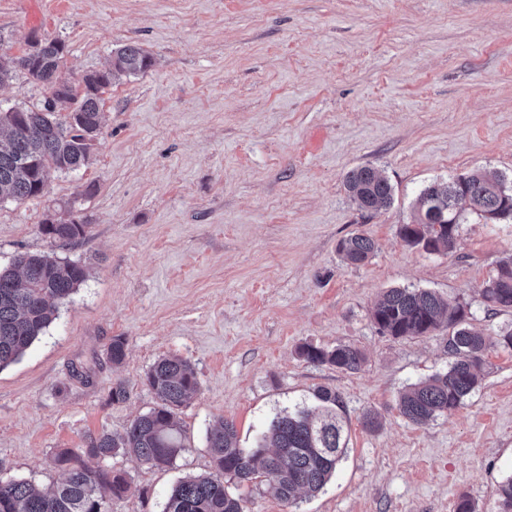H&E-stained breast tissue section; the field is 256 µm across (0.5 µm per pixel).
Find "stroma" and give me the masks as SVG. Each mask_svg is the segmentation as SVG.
Masks as SVG:
<instances>
[{
  "instance_id": "stroma-1",
  "label": "stroma",
  "mask_w": 512,
  "mask_h": 512,
  "mask_svg": "<svg viewBox=\"0 0 512 512\" xmlns=\"http://www.w3.org/2000/svg\"><path fill=\"white\" fill-rule=\"evenodd\" d=\"M59 39L63 72L104 69L135 42L154 65L113 82L89 164L51 174L39 197L0 201V268L22 252L86 265L85 284L16 363L0 370V476L60 483L63 448L119 433L157 398L144 376L177 355L200 390L178 413L185 451L157 469L118 455L128 490L112 512H162L175 483L211 470L207 435L232 422L252 447L279 411L324 386L343 401L347 452L317 494L289 508L265 478L228 481L245 512H499L512 475V310L482 297L512 256V224L470 216L455 250L406 245L429 182L476 168L512 176V0H0V54ZM49 87L16 73L0 107L41 108ZM379 170L386 210L362 211L345 177ZM86 217L67 246L45 219ZM372 238L369 262L336 252ZM455 300L487 339L478 388L424 426L397 408L407 385L447 370L448 330L395 339L371 320L381 292ZM126 341L112 365L107 348ZM364 351L355 373L315 366L300 345ZM127 397L112 401L113 386ZM383 425L371 431L362 415ZM375 242L362 234H351L339 241L337 253L341 260L351 265L366 263L374 254Z\"/></svg>"
}]
</instances>
